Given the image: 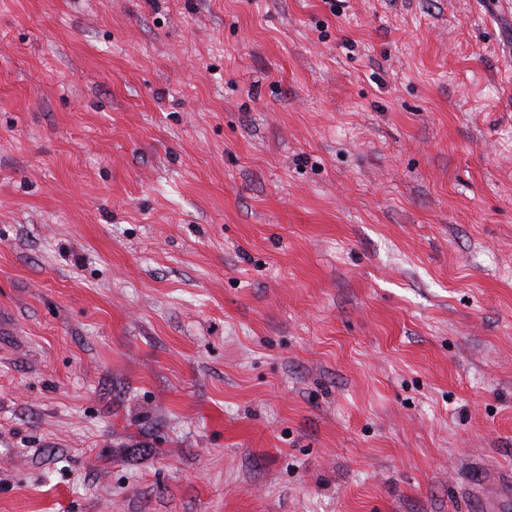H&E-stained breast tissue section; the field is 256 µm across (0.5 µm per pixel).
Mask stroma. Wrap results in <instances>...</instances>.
Listing matches in <instances>:
<instances>
[{"instance_id":"35a3bbf8","label":"stroma","mask_w":512,"mask_h":512,"mask_svg":"<svg viewBox=\"0 0 512 512\" xmlns=\"http://www.w3.org/2000/svg\"><path fill=\"white\" fill-rule=\"evenodd\" d=\"M0 313V512H483L504 0H0Z\"/></svg>"}]
</instances>
